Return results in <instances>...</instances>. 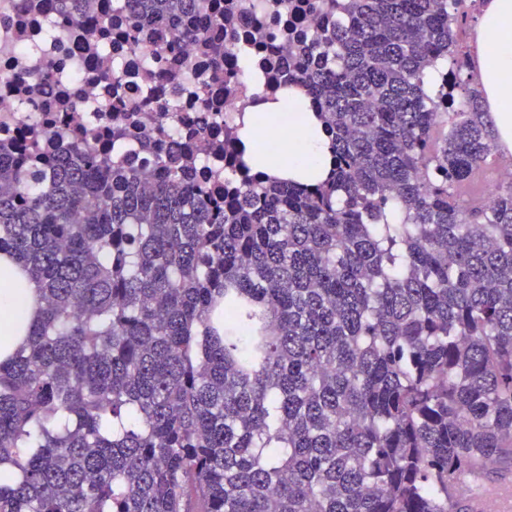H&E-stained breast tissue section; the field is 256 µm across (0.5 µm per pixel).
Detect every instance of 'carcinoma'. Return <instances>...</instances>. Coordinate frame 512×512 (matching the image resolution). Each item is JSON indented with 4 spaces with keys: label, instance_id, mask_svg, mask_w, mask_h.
Segmentation results:
<instances>
[{
    "label": "carcinoma",
    "instance_id": "carcinoma-1",
    "mask_svg": "<svg viewBox=\"0 0 512 512\" xmlns=\"http://www.w3.org/2000/svg\"><path fill=\"white\" fill-rule=\"evenodd\" d=\"M43 2L78 33L121 17L176 78L241 53L221 0H106L92 29ZM278 2L288 64L264 62L318 113L325 180L252 171L238 105L224 185L184 142L143 180L118 69L104 144H0V252L41 297L0 364V512H474L448 482L512 466V179L456 192L494 155L481 92L455 95L477 0Z\"/></svg>",
    "mask_w": 512,
    "mask_h": 512
}]
</instances>
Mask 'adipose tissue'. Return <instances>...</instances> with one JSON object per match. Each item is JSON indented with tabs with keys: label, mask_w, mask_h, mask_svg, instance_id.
I'll list each match as a JSON object with an SVG mask.
<instances>
[{
	"label": "adipose tissue",
	"mask_w": 512,
	"mask_h": 512,
	"mask_svg": "<svg viewBox=\"0 0 512 512\" xmlns=\"http://www.w3.org/2000/svg\"><path fill=\"white\" fill-rule=\"evenodd\" d=\"M507 32L495 53H480L478 75L483 94L495 120L500 145L512 149V0H486L479 22L480 37ZM282 104L262 102L270 119L263 129L278 134L281 151L288 158V174L296 180L326 170L331 156L326 134L317 132L315 113L297 112L288 133H280L276 121ZM40 307V293L28 273L7 254L0 253V363L8 361L23 345Z\"/></svg>",
	"instance_id": "ef3b65f1"
}]
</instances>
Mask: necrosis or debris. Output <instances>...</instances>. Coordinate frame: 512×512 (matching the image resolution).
<instances>
[{
	"label": "necrosis or debris",
	"mask_w": 512,
	"mask_h": 512,
	"mask_svg": "<svg viewBox=\"0 0 512 512\" xmlns=\"http://www.w3.org/2000/svg\"><path fill=\"white\" fill-rule=\"evenodd\" d=\"M241 25L247 34L258 27L274 29L269 49L287 56L288 41L281 33L284 22L275 0H257L255 6L244 9ZM50 58L59 63V79L49 85L38 84L33 75ZM118 60L129 70L146 72L145 81L128 84L129 100H140L149 86L158 91L160 103L177 106L181 126L199 123L201 113L196 102L181 84L172 82L169 69L146 68L144 54L127 53L117 38L106 53L89 44L76 46L66 29L54 25L51 14L24 15L17 11L15 0H0V139L41 125L52 134L87 127L96 130L98 140H105L99 111L109 102L107 77ZM160 103L139 111L136 120L141 130L158 125Z\"/></svg>",
	"instance_id": "4bbe7bcc"
}]
</instances>
